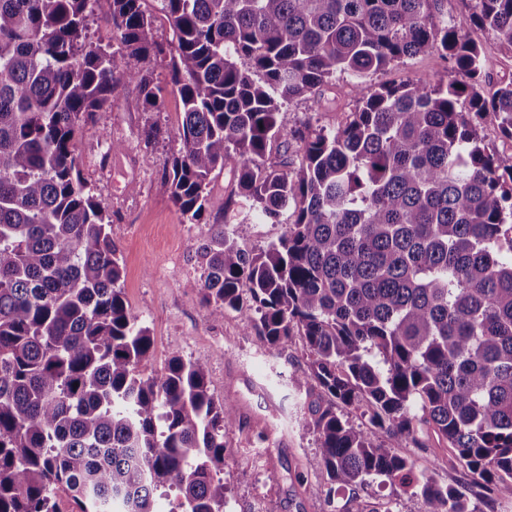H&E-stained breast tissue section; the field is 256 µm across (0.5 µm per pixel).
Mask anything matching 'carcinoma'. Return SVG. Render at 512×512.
<instances>
[{"mask_svg": "<svg viewBox=\"0 0 512 512\" xmlns=\"http://www.w3.org/2000/svg\"><path fill=\"white\" fill-rule=\"evenodd\" d=\"M442 2L161 0L183 104L169 182L198 222L211 174L233 166L245 204L197 247L202 300L271 352L302 338L292 383L329 397L305 422L328 493L388 484L428 512H480L398 451L423 447L427 424L485 489L512 491V154L476 125L489 115L512 140V79L484 97L472 36L512 51V0H468L459 23ZM90 4L0 0V512H55L57 490L79 512H156L166 487L172 512H224L237 407L214 401L203 360L143 374L151 336L117 288L109 216L74 150L116 74L157 104L145 64L165 48L141 0H112V52L86 42ZM419 54L455 78L381 86L335 131L277 124L338 73L365 80ZM288 137L299 166H266ZM290 208L267 250L240 247Z\"/></svg>", "mask_w": 512, "mask_h": 512, "instance_id": "1", "label": "carcinoma"}]
</instances>
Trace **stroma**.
I'll return each instance as SVG.
<instances>
[{
  "label": "stroma",
  "instance_id": "1",
  "mask_svg": "<svg viewBox=\"0 0 512 512\" xmlns=\"http://www.w3.org/2000/svg\"><path fill=\"white\" fill-rule=\"evenodd\" d=\"M152 15L154 36L168 51L177 45L160 0H142ZM486 94L512 76V53L488 33L481 34ZM148 65L162 92L149 107L137 83L118 80L111 102L94 114L75 140L79 170L88 190L105 206L123 268L119 286L125 302L153 340L149 373H163L173 357L209 364L208 386L216 402L236 405L238 417L224 439L231 450L224 462L227 485L224 512H345L350 491L327 498L324 473L315 464L318 442L304 422L312 406L325 404L317 387L296 388L292 374L307 367L301 338L272 354L248 332L239 312L214 317L200 296L201 269L196 248L209 225L225 221L237 199L231 168L214 173L207 189L202 223H190L173 203L168 174L181 143L183 107L168 81L169 58ZM448 65L436 55H417L360 84L342 74L311 95L281 109L284 130L303 121L335 130L351 118L359 100L384 83L450 80ZM123 152L113 155V145ZM422 447L403 445V454L442 484L467 495L482 493V482L456 461L430 427L420 434Z\"/></svg>",
  "mask_w": 512,
  "mask_h": 512
}]
</instances>
